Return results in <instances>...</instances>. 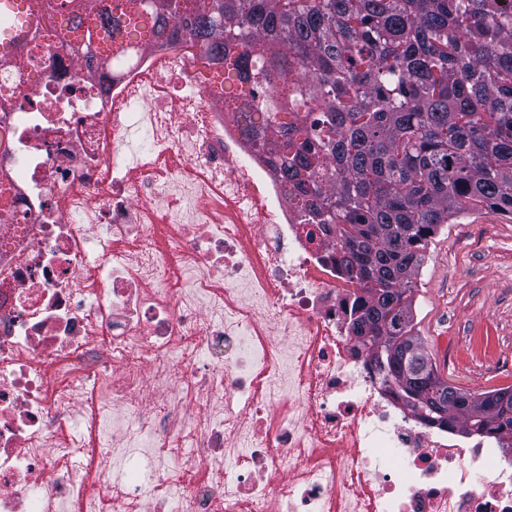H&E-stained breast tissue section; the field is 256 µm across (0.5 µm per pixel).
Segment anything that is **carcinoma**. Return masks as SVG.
<instances>
[{"instance_id":"obj_1","label":"carcinoma","mask_w":512,"mask_h":512,"mask_svg":"<svg viewBox=\"0 0 512 512\" xmlns=\"http://www.w3.org/2000/svg\"><path fill=\"white\" fill-rule=\"evenodd\" d=\"M80 34L83 59L112 63L154 38L187 39L224 67V93L267 97L251 137L303 202L334 226L341 267L368 294L353 329L370 337L394 399L404 367L437 372L415 331L430 242L471 205L512 214V14L500 0H45ZM27 0H0V42L29 26ZM125 35L110 44L100 30ZM403 402L431 426L512 448V388L450 389Z\"/></svg>"}]
</instances>
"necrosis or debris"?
Returning <instances> with one entry per match:
<instances>
[{
  "instance_id": "obj_1",
  "label": "necrosis or debris",
  "mask_w": 512,
  "mask_h": 512,
  "mask_svg": "<svg viewBox=\"0 0 512 512\" xmlns=\"http://www.w3.org/2000/svg\"><path fill=\"white\" fill-rule=\"evenodd\" d=\"M196 53L88 71L41 0L0 48V512H512V457L394 403Z\"/></svg>"
}]
</instances>
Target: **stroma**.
I'll use <instances>...</instances> for the list:
<instances>
[{"label":"stroma","mask_w":512,"mask_h":512,"mask_svg":"<svg viewBox=\"0 0 512 512\" xmlns=\"http://www.w3.org/2000/svg\"><path fill=\"white\" fill-rule=\"evenodd\" d=\"M415 329L442 379L512 386V215L471 210L432 239L415 290Z\"/></svg>","instance_id":"stroma-1"}]
</instances>
